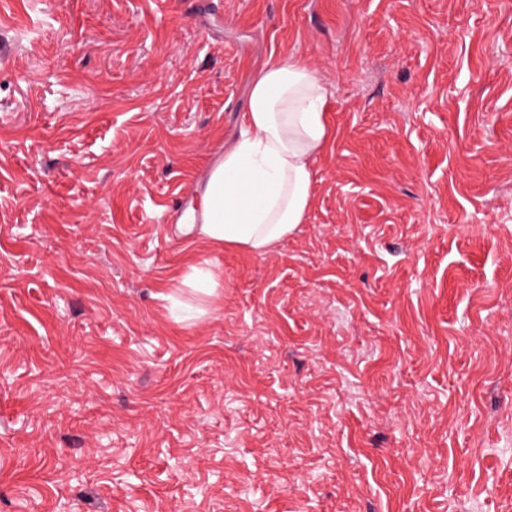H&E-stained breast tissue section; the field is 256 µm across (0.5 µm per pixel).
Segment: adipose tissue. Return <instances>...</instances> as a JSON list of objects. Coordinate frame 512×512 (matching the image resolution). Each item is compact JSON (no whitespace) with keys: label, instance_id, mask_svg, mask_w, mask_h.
I'll return each instance as SVG.
<instances>
[{"label":"adipose tissue","instance_id":"obj_1","mask_svg":"<svg viewBox=\"0 0 512 512\" xmlns=\"http://www.w3.org/2000/svg\"><path fill=\"white\" fill-rule=\"evenodd\" d=\"M330 95L307 63L265 61L250 86L243 130L180 214L182 233L211 247L264 254L303 223L315 164L333 137Z\"/></svg>","mask_w":512,"mask_h":512}]
</instances>
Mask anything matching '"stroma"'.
Instances as JSON below:
<instances>
[{"label": "stroma", "instance_id": "1", "mask_svg": "<svg viewBox=\"0 0 512 512\" xmlns=\"http://www.w3.org/2000/svg\"><path fill=\"white\" fill-rule=\"evenodd\" d=\"M290 56L312 205L208 253L171 206ZM0 512H512V0H0ZM221 274L210 266L190 265L179 278V288H194L206 299L213 296Z\"/></svg>", "mask_w": 512, "mask_h": 512}]
</instances>
